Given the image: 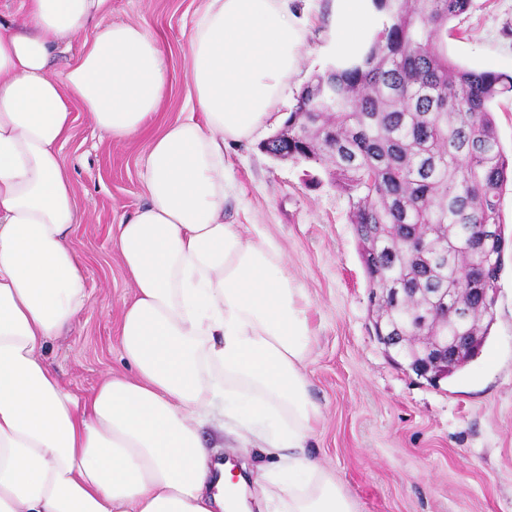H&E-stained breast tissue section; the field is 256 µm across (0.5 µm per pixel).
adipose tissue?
Wrapping results in <instances>:
<instances>
[{"mask_svg":"<svg viewBox=\"0 0 512 512\" xmlns=\"http://www.w3.org/2000/svg\"><path fill=\"white\" fill-rule=\"evenodd\" d=\"M293 0H205L187 38L188 101L147 143V201L116 227L135 288L120 323L130 374L90 396L43 358L88 294L69 244L81 220L61 144L81 104L121 140L168 79L166 46L112 0H18L0 12V512H234L229 464L201 431L219 422L276 458L264 512H359L308 447L321 418L305 373L309 304L264 235L224 221V148L275 121L305 21ZM378 24L372 0H336L341 61ZM81 48L58 75L53 58Z\"/></svg>","mask_w":512,"mask_h":512,"instance_id":"1","label":"adipose tissue"}]
</instances>
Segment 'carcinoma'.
I'll return each instance as SVG.
<instances>
[{"mask_svg":"<svg viewBox=\"0 0 512 512\" xmlns=\"http://www.w3.org/2000/svg\"><path fill=\"white\" fill-rule=\"evenodd\" d=\"M380 26L364 56L316 75L265 152L330 163L347 194L369 287L403 288L382 310L406 358L460 332L471 337L449 374L480 352L492 321L470 304L459 319L441 290L494 288L504 265L503 192L512 159L492 106L512 76L462 67L441 43L471 0H372ZM423 336L425 340L416 341Z\"/></svg>","mask_w":512,"mask_h":512,"instance_id":"obj_1","label":"carcinoma"}]
</instances>
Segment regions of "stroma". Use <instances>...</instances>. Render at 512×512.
<instances>
[{"mask_svg": "<svg viewBox=\"0 0 512 512\" xmlns=\"http://www.w3.org/2000/svg\"><path fill=\"white\" fill-rule=\"evenodd\" d=\"M202 0H112L104 24L146 20L168 44L169 81L159 110L122 141L98 129L81 105L61 149L81 222L70 243L84 262L90 299L44 358L69 389L90 393L107 375L130 374L119 324L134 288L112 234L145 201L144 145L185 107L190 61L184 35ZM298 70L278 114L288 115L314 74L336 60L335 0H307ZM446 50L457 64L512 75V0H472L453 22ZM254 139L224 151V220L257 225L304 288L313 329L306 368L322 421L316 454L361 512H512V241L505 249L494 321L480 353L433 384L374 334L371 290L346 194L326 163L280 159ZM224 460L255 469L264 457L247 437L202 430Z\"/></svg>", "mask_w": 512, "mask_h": 512, "instance_id": "stroma-1", "label": "stroma"}]
</instances>
